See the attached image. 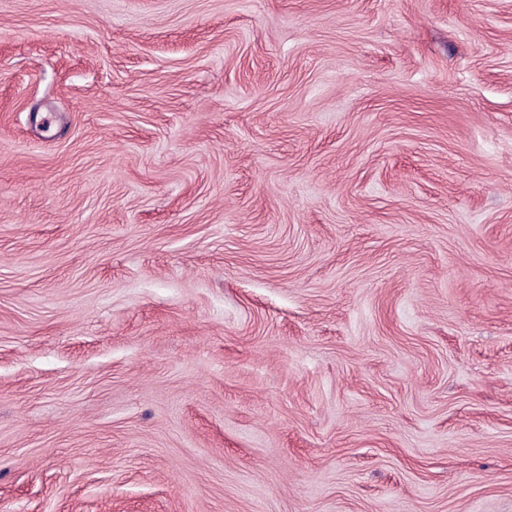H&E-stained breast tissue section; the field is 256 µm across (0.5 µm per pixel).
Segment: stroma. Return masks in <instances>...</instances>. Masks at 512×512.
<instances>
[{"mask_svg": "<svg viewBox=\"0 0 512 512\" xmlns=\"http://www.w3.org/2000/svg\"><path fill=\"white\" fill-rule=\"evenodd\" d=\"M0 512H512V0H0Z\"/></svg>", "mask_w": 512, "mask_h": 512, "instance_id": "obj_1", "label": "stroma"}]
</instances>
